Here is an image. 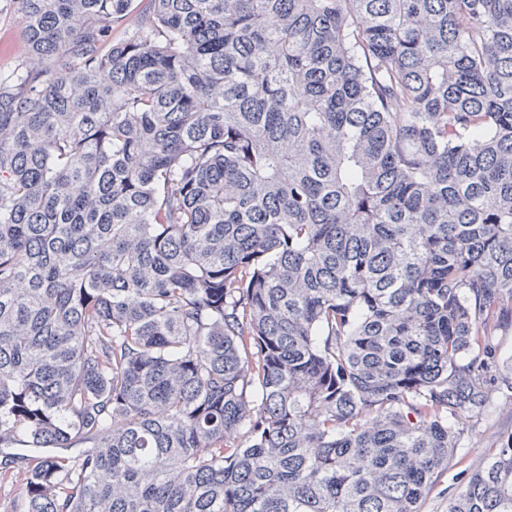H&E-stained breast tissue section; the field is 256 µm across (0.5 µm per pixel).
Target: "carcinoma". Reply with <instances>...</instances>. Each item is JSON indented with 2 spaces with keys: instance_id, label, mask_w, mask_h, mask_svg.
Segmentation results:
<instances>
[{
  "instance_id": "carcinoma-1",
  "label": "carcinoma",
  "mask_w": 512,
  "mask_h": 512,
  "mask_svg": "<svg viewBox=\"0 0 512 512\" xmlns=\"http://www.w3.org/2000/svg\"><path fill=\"white\" fill-rule=\"evenodd\" d=\"M13 2L22 512H420L512 327V0ZM448 512H512V434Z\"/></svg>"
}]
</instances>
